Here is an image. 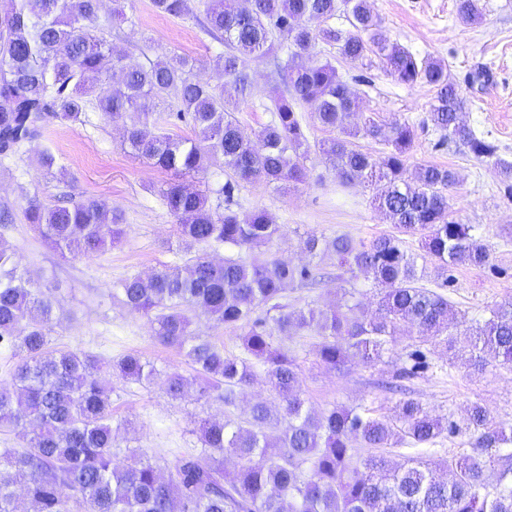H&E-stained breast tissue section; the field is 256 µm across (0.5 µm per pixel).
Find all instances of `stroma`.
Wrapping results in <instances>:
<instances>
[{
    "instance_id": "stroma-1",
    "label": "stroma",
    "mask_w": 512,
    "mask_h": 512,
    "mask_svg": "<svg viewBox=\"0 0 512 512\" xmlns=\"http://www.w3.org/2000/svg\"><path fill=\"white\" fill-rule=\"evenodd\" d=\"M122 4L129 21L113 26L112 40L126 48L131 62L186 54L199 61L201 79L220 82L214 59L221 47L192 18L158 15L151 0H122ZM371 4L391 41L446 68L449 79L459 85L463 122L495 141L501 156L512 161V0H481L482 18L476 23L460 18L456 0H371ZM320 49L358 94L363 111L375 113L382 123L405 122L414 128L408 170L437 164L455 173L456 183L448 192L449 214L459 223L475 226L477 237L489 250V261L482 266L452 267L450 285L431 276L424 277L422 285L441 292L468 323L484 321L492 307L512 302V198L505 196L490 165L461 141L442 139L432 126L431 86L398 83L384 72L380 61L365 66L344 59L333 45L324 43ZM270 69L265 59L245 63L252 96L237 118L246 135H255L267 124L266 105L285 89L284 81L271 78ZM479 71L488 72V81L469 83V76ZM125 126V121L107 122L93 112L86 123L49 127L17 155L0 160V209L8 208L12 216L9 223L0 222V240L8 243L20 267L53 291L58 323L51 336L52 348L105 361L134 354L154 365L158 375L152 382L112 381V420L120 425L112 459L125 464L136 450L162 466L177 453L200 449L194 432L198 420L242 417L252 402L269 397L270 392L264 372L259 371L231 407L199 397L193 389L183 399L170 398L164 386L166 373L176 370L194 379L192 364L183 352L155 339L148 317L129 311L113 298L112 290L120 280L182 266L189 258L179 228L161 200L173 176L130 152L123 141ZM45 150L55 157L49 172L37 162ZM305 173L304 183L294 187L244 183L234 195L240 216L263 208L282 225L284 235L270 243L266 257L296 266L307 263L301 241L312 232L346 235L365 244L395 233L371 189L338 186L319 153H311ZM63 194L105 201L128 224L126 238L89 258L61 255L34 232L24 211L29 200L51 205ZM318 266L322 278L315 286L294 283L286 288L283 300L289 308L338 306L344 304L348 291L362 305L375 307V285L364 273L350 272L327 259ZM417 336L413 329L402 333L388 354V363L370 366L354 358L340 373L316 364L314 334L282 336L277 343L300 365L309 407L322 412L336 405L361 406L389 415L397 397L381 383L391 377L395 366L404 365L408 346ZM423 349L429 368L406 380L407 397L457 421L472 403L479 402L494 420L512 422L511 365L491 358L483 374L474 375L464 359L449 360L440 340L425 343Z\"/></svg>"
}]
</instances>
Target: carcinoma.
<instances>
[{"label":"carcinoma","mask_w":512,"mask_h":512,"mask_svg":"<svg viewBox=\"0 0 512 512\" xmlns=\"http://www.w3.org/2000/svg\"><path fill=\"white\" fill-rule=\"evenodd\" d=\"M456 2L461 19H480V0ZM151 4L159 14L194 18L224 46L215 60L224 82L199 80L198 61L183 55L128 63L126 50L105 37L112 21L101 18L99 0H10V9L0 13V156L19 151L55 123H84L88 112L108 122L134 114L138 123L126 132L133 153L179 174L211 164L230 173L216 190L224 196L222 209L212 207L205 192L176 182L161 198L186 249L213 243L231 255L215 263L198 254L184 267L128 276L113 296L130 311L153 316L156 339L185 352L201 395L216 391L224 405L234 404L259 365L272 399L253 403L241 421H198L202 450L181 454L164 472L136 452L132 462L112 465L116 429L104 370L141 384L157 375L154 365L126 355L102 367L89 355L50 349L53 293L36 286L0 242V348L19 356L14 387L0 389V426L26 438L21 450L0 448V512H16L21 495L32 512H512V424L494 421L479 403L457 422L431 414L412 398L399 400L392 418L343 406L318 415L302 396L300 366L275 342L312 332L320 337L316 361L340 371L352 349L365 361H380L409 323L418 328L421 343L441 337L454 351L466 342L470 366L481 371L485 352L512 363L511 302L492 308L484 322L466 325L447 298L419 286L424 271L389 235L360 247L345 235L310 233L301 241L313 259L333 256L338 266L373 276L381 292L372 314L358 303L345 313L290 310L282 294L290 283L314 281L311 266L261 259L247 264L232 255L236 249L259 250L281 232L262 208L240 217L233 208L235 189L243 182H304L310 154L305 128L312 124L342 133L318 145L336 182L372 188L398 231L419 236L443 283L450 268L489 260L474 226L449 219L446 190L456 184L455 174L428 164L406 175L412 128L385 127L372 115L359 118L356 94L336 66L318 56L319 41L352 61L378 57L401 84L431 86L433 126L488 160L509 196L512 161L500 157L494 141L458 122L463 100L444 66L390 41L368 0H206L201 18L193 0ZM341 10L350 15L346 31L326 25ZM271 56L286 93L273 99L271 120L254 142L235 117L251 95L243 63ZM170 101L195 137L160 127L154 108ZM359 136L386 150L376 157L357 148L353 139ZM25 217L63 254L89 257L126 234L121 217L98 199L50 206L34 200ZM198 314L218 327L243 329L244 355H226L193 336ZM408 359L412 364L398 368L386 388H402L401 381L427 364L419 348ZM165 385L177 398L186 378L172 371ZM446 433L468 437L473 454L441 463L412 456L398 464L385 453L405 442L425 448ZM356 444L374 452L356 460Z\"/></svg>","instance_id":"carcinoma-1"}]
</instances>
